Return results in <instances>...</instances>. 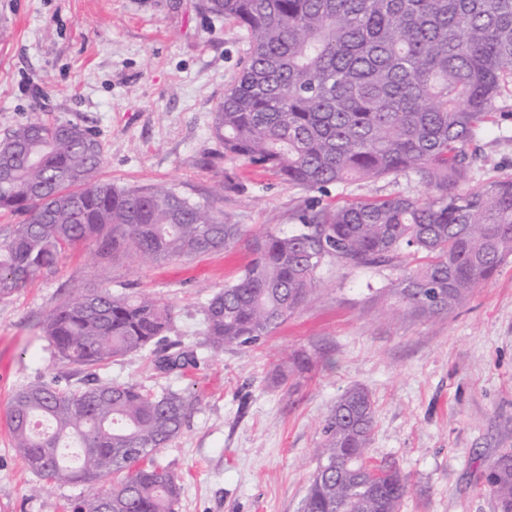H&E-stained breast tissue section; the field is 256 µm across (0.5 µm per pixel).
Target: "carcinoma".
I'll return each mask as SVG.
<instances>
[{"instance_id": "carcinoma-1", "label": "carcinoma", "mask_w": 512, "mask_h": 512, "mask_svg": "<svg viewBox=\"0 0 512 512\" xmlns=\"http://www.w3.org/2000/svg\"><path fill=\"white\" fill-rule=\"evenodd\" d=\"M242 28L249 51L225 90L213 134L224 156L324 194L353 178L419 190L300 211L302 228L252 245L241 277L205 305L211 350L271 335L316 291L326 258L397 271L391 314L433 318L461 306L512 259V176L469 188L474 144L512 98V0H206ZM101 141L73 123L26 120L0 140V299L93 240L102 257L192 258L244 236L206 201L175 189L98 179ZM412 258L416 266L405 264ZM174 309L141 293H80L49 312L42 335L85 368L159 345ZM184 394L88 375L70 392L37 381L12 397L13 447L36 475L89 490L83 512H176L177 478L150 454L181 432ZM367 392L347 391L325 417L301 512H401L409 478L366 462ZM112 477V491H99ZM496 512H512V451L487 468Z\"/></svg>"}]
</instances>
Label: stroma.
<instances>
[{
    "label": "stroma",
    "instance_id": "35a3bbf8",
    "mask_svg": "<svg viewBox=\"0 0 512 512\" xmlns=\"http://www.w3.org/2000/svg\"><path fill=\"white\" fill-rule=\"evenodd\" d=\"M204 0H0V137L19 122H74L104 146L102 180L168 186L208 201L255 239L292 233L310 194L222 157L212 133L249 42ZM479 142L472 184L512 174V100ZM413 181L330 188L321 205L416 191ZM252 259L245 243L192 259L145 263L98 255L88 241L55 269L0 299V512H75L83 487L33 474L12 445L6 411L31 381L75 391L83 368L58 360L45 314L100 286L144 292L174 308L171 341L197 363L164 373L165 348L97 369L105 380L189 394L187 421L156 460L181 486L177 512H301L322 420L348 389L375 406L368 460L411 480L401 512H495L479 477L512 449V261L453 313L388 320L389 267L325 261L314 299L251 347H203V308ZM307 369H275L293 357Z\"/></svg>",
    "mask_w": 512,
    "mask_h": 512
}]
</instances>
